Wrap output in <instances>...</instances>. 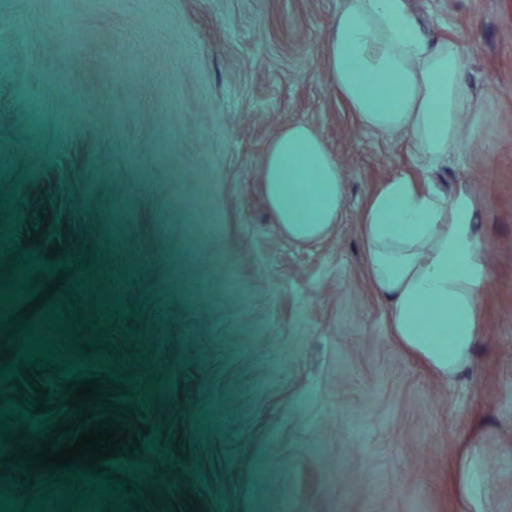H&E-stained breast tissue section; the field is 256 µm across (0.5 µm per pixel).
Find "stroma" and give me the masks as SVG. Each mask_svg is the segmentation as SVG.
Masks as SVG:
<instances>
[{
	"mask_svg": "<svg viewBox=\"0 0 512 512\" xmlns=\"http://www.w3.org/2000/svg\"><path fill=\"white\" fill-rule=\"evenodd\" d=\"M339 5L0 0V277L21 269L38 301L0 313L16 512H512V0H408L429 39L465 44L484 104L437 171L333 91ZM293 123L343 168L340 221L309 243L260 176ZM398 175L470 197L487 244L450 382L399 345L365 270L361 213ZM108 419L134 449L34 468Z\"/></svg>",
	"mask_w": 512,
	"mask_h": 512,
	"instance_id": "1",
	"label": "stroma"
}]
</instances>
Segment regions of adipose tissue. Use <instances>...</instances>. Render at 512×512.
I'll return each instance as SVG.
<instances>
[{
  "label": "adipose tissue",
  "mask_w": 512,
  "mask_h": 512,
  "mask_svg": "<svg viewBox=\"0 0 512 512\" xmlns=\"http://www.w3.org/2000/svg\"><path fill=\"white\" fill-rule=\"evenodd\" d=\"M466 48L429 41L405 0H342L329 31L326 65L338 97L364 130L405 136L416 157L438 166L465 145L476 109L463 79ZM266 201L289 238L329 234L343 208L344 178L314 129L283 128L261 163ZM463 196L386 180L361 217L364 261L395 336L439 378L469 365L483 242Z\"/></svg>",
  "instance_id": "ef3b65f1"
}]
</instances>
